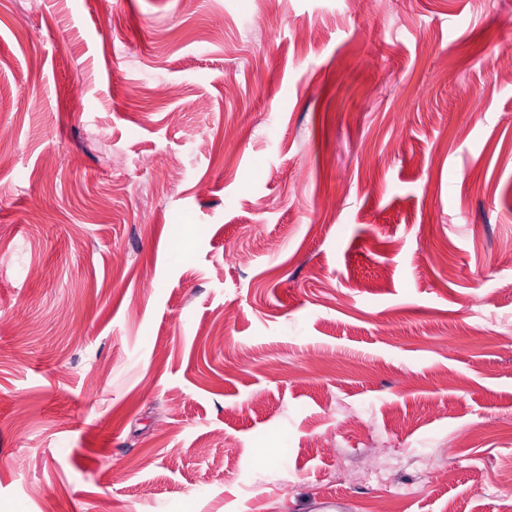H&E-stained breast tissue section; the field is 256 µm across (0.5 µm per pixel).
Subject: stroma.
I'll return each mask as SVG.
<instances>
[{"instance_id": "stroma-1", "label": "stroma", "mask_w": 512, "mask_h": 512, "mask_svg": "<svg viewBox=\"0 0 512 512\" xmlns=\"http://www.w3.org/2000/svg\"><path fill=\"white\" fill-rule=\"evenodd\" d=\"M512 0H0V512H512ZM470 430L461 442L462 430Z\"/></svg>"}]
</instances>
